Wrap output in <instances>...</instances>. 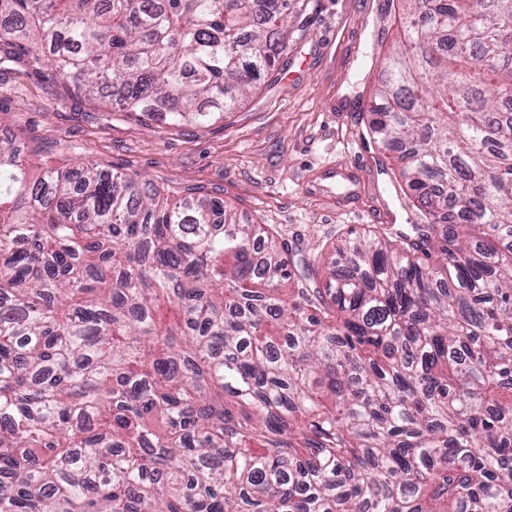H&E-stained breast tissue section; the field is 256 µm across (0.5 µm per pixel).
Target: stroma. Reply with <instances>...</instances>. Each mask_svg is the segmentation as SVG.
I'll list each match as a JSON object with an SVG mask.
<instances>
[{"mask_svg":"<svg viewBox=\"0 0 512 512\" xmlns=\"http://www.w3.org/2000/svg\"><path fill=\"white\" fill-rule=\"evenodd\" d=\"M293 42L248 99L202 127L144 126L64 93L60 79L27 63L0 67V138L23 153L32 176L92 161L118 175H143L161 193L198 189L243 224L275 226L302 253L331 262L349 230L385 208L393 224L416 213L392 151L360 113L381 67L398 47V0H309Z\"/></svg>","mask_w":512,"mask_h":512,"instance_id":"obj_1","label":"stroma"}]
</instances>
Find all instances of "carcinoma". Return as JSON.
Masks as SVG:
<instances>
[{
  "instance_id": "obj_1",
  "label": "carcinoma",
  "mask_w": 512,
  "mask_h": 512,
  "mask_svg": "<svg viewBox=\"0 0 512 512\" xmlns=\"http://www.w3.org/2000/svg\"><path fill=\"white\" fill-rule=\"evenodd\" d=\"M402 2L370 129L419 222L337 266L0 139V512H512V0ZM293 34L291 0H0V64L146 126L224 118Z\"/></svg>"
}]
</instances>
